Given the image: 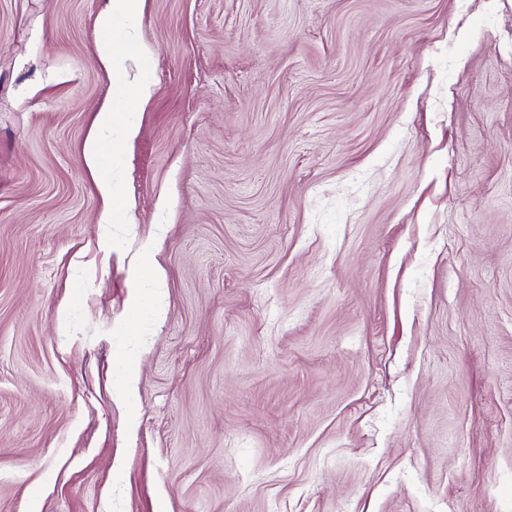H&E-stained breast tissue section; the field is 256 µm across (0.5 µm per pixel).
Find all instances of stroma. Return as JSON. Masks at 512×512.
<instances>
[{"instance_id": "stroma-1", "label": "stroma", "mask_w": 512, "mask_h": 512, "mask_svg": "<svg viewBox=\"0 0 512 512\" xmlns=\"http://www.w3.org/2000/svg\"><path fill=\"white\" fill-rule=\"evenodd\" d=\"M107 5L0 0V512H512V0H145L108 239ZM143 2L110 0L98 19L105 34L97 47L99 61L121 91L100 103L85 138L83 161L102 200L99 224L110 229L112 224L133 223L126 209L116 206L119 184L112 168L120 160L123 145L138 134L137 112L153 95L147 75L154 52L140 39L135 23Z\"/></svg>"}]
</instances>
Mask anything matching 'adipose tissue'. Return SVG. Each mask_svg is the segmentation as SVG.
Wrapping results in <instances>:
<instances>
[{
  "label": "adipose tissue",
  "instance_id": "ef3b65f1",
  "mask_svg": "<svg viewBox=\"0 0 512 512\" xmlns=\"http://www.w3.org/2000/svg\"><path fill=\"white\" fill-rule=\"evenodd\" d=\"M143 2L110 0L98 19L104 33L97 47L99 61L120 92L100 103L85 138L83 161L102 200L99 222L107 228L131 221L126 209L116 204L119 184L113 167L124 144L136 137L137 114L153 95L148 72L154 52L141 40L136 26Z\"/></svg>",
  "mask_w": 512,
  "mask_h": 512
}]
</instances>
